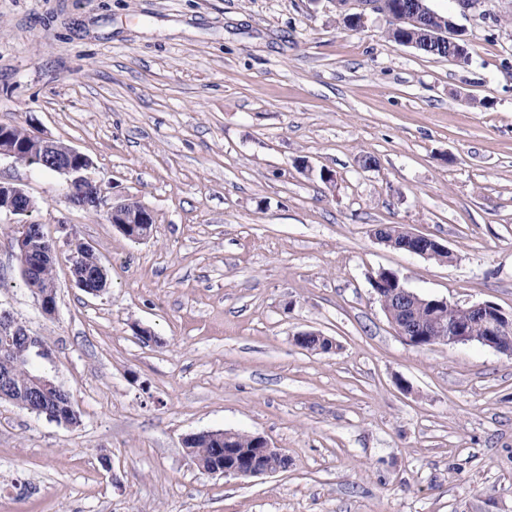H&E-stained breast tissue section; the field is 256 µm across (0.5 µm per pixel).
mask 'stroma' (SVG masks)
<instances>
[{
  "label": "stroma",
  "mask_w": 512,
  "mask_h": 512,
  "mask_svg": "<svg viewBox=\"0 0 512 512\" xmlns=\"http://www.w3.org/2000/svg\"><path fill=\"white\" fill-rule=\"evenodd\" d=\"M428 4L471 65L380 16L347 29L334 0H0V125L76 148L107 204L155 218L130 240L64 175L0 159L35 203L0 213V308L50 344L80 415L0 401V512H512V356L407 344L370 284L512 314V0ZM28 220L57 244L52 317L12 247ZM69 225L101 295L70 280ZM309 331L336 350L295 345ZM218 429L287 469L200 471L183 440ZM402 238L400 239V245L396 248L407 251L411 254L419 255L428 259H435L440 262L448 261L449 252L447 247L439 243L433 238L413 232L407 227L402 226L400 228ZM439 253L436 258V254Z\"/></svg>",
  "instance_id": "1"
}]
</instances>
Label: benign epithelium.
<instances>
[{
	"label": "benign epithelium",
	"instance_id": "obj_1",
	"mask_svg": "<svg viewBox=\"0 0 512 512\" xmlns=\"http://www.w3.org/2000/svg\"><path fill=\"white\" fill-rule=\"evenodd\" d=\"M429 8L423 0L414 4H403L397 8V14L392 19L399 28L413 35V38H403L400 45L418 47L416 37L423 35L427 41L441 46H448L454 52L460 49L455 29L432 28L427 25L426 18ZM35 159L38 163L54 172L68 177L70 202L82 209H98L104 204V196L100 187L94 183L85 172L90 168V160L76 149L63 144L39 132L30 131L26 140L19 143L12 137V127L0 126V157L17 158L21 154ZM133 199L126 198L108 208V219L111 224L124 236L137 241H144L153 233L154 218L152 212L142 206L132 205ZM34 208L32 198L20 187L10 183L0 182V212L12 214L28 212ZM401 242L399 248L411 254L432 259L439 252L447 251V247L433 238L413 232L407 227L400 228ZM72 248L70 256V272L77 286L86 288L92 295L103 292L101 288L85 286L82 279L86 275L80 271L77 263V251L89 248V245L78 239L76 231L68 233ZM20 271L35 294L42 312L51 316L56 309V285L42 283V268L56 261L55 242L45 232L42 226H21L19 235L13 243ZM380 288L391 289L392 302L386 303L381 299L383 309L399 335L409 344L425 345L429 336H444L450 345L466 344L479 341L500 353L512 355V346L502 342L503 337L512 334V315L504 314L491 302L476 303L466 307L473 320L465 321L444 315L452 308H459L446 299H431L420 296L400 283L399 277L386 271L378 272L373 277ZM423 304L431 309L430 320L423 324L409 316L408 303ZM23 345L34 348L35 361L42 363L52 359V348L46 345L40 336L31 334L18 324L13 315L0 310V400H7L15 405H26L28 408H40L42 416L50 421L60 422V411L75 413L70 392L59 383L55 376L45 367L29 372L24 388L17 387L15 382L16 361L14 360L15 346ZM203 436L218 444L214 449L212 460L205 464L195 461L203 471L224 476L254 477L275 472V468L264 463V458L280 455L269 441L263 436H256V448L252 450L227 448L233 432L226 430H209L191 434L184 440L189 445L194 439Z\"/></svg>",
	"mask_w": 512,
	"mask_h": 512
}]
</instances>
